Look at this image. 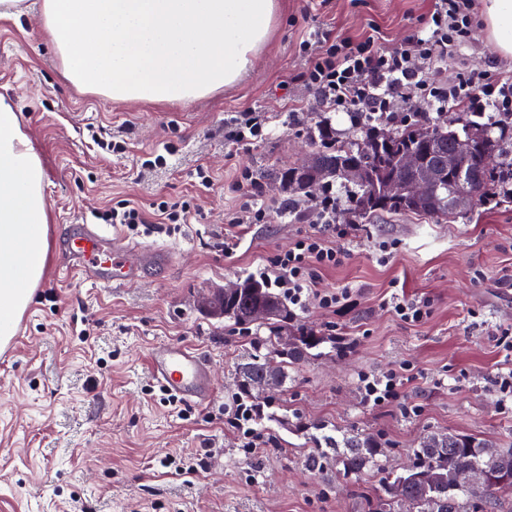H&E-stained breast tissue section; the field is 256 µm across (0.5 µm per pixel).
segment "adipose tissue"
<instances>
[{
  "label": "adipose tissue",
  "instance_id": "adipose-tissue-1",
  "mask_svg": "<svg viewBox=\"0 0 512 512\" xmlns=\"http://www.w3.org/2000/svg\"><path fill=\"white\" fill-rule=\"evenodd\" d=\"M275 0H42L45 30L75 86L121 102L189 103L231 84L269 35ZM512 56V0H484ZM40 157L0 97V347L16 335L48 258Z\"/></svg>",
  "mask_w": 512,
  "mask_h": 512
}]
</instances>
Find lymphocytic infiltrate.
<instances>
[{"label":"lymphocytic infiltrate","instance_id":"1","mask_svg":"<svg viewBox=\"0 0 512 512\" xmlns=\"http://www.w3.org/2000/svg\"><path fill=\"white\" fill-rule=\"evenodd\" d=\"M426 25V34L414 35L392 51L383 49L371 36L337 40L327 33H315L304 44V64L294 79L314 91L325 111L354 113L368 127L384 120L410 123L418 115L413 108L417 102L438 113L453 107L462 112L490 110L502 118L512 115V75L489 73L463 57L462 50L476 26L474 0H434ZM437 61L450 69L448 80L438 85L426 76ZM267 123L265 113L251 108L232 113L224 119V139L236 146H250L263 137ZM236 187L246 201L225 213L224 222L232 227L262 223L274 210L293 213L301 208L297 199L284 202L268 197L247 170L237 171ZM188 214L186 205L166 200L152 202L146 210L121 200L102 212L101 218L135 231L145 224H181ZM340 261V252L312 233L296 241L288 252L268 260L256 276L278 288L289 305L301 309L313 299L332 311L348 300L349 294L320 290L318 273Z\"/></svg>","mask_w":512,"mask_h":512}]
</instances>
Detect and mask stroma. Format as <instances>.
I'll return each mask as SVG.
<instances>
[{
	"instance_id": "1",
	"label": "stroma",
	"mask_w": 512,
	"mask_h": 512,
	"mask_svg": "<svg viewBox=\"0 0 512 512\" xmlns=\"http://www.w3.org/2000/svg\"><path fill=\"white\" fill-rule=\"evenodd\" d=\"M430 6L277 0L251 67L190 103L115 102L80 90L63 76L41 0H25L19 17H0V96L43 162L49 240L67 225L95 222L121 199L190 207L174 230L125 233L129 244L171 250L168 266L137 285L95 288L64 274L49 252L13 352L0 356V512H364L377 475L357 480L339 465L306 468L321 430L369 433L382 464L397 471L434 431L512 444V411L501 408L495 385L503 359L496 339L512 330V203L494 200L452 223L384 213L368 224L340 204L336 221L349 234L333 242L342 261L321 272L318 286L350 299L333 312L312 300L294 310L290 328L325 341L290 369L285 388L254 397L262 409L255 426L270 439L261 454L248 453L224 414L239 393L238 362L269 330L259 323L241 330L201 306L314 229L274 212L237 227V245L225 252L224 211L244 200L233 188L235 168L252 170L276 196L281 170L312 150L310 128L328 120L346 141L360 134L346 113L320 111L313 92L292 83L304 41L316 31L373 33L382 47H397L424 29ZM248 107L270 116L268 136L237 151L224 140V116ZM115 141L124 142V155L110 150ZM156 153L166 154V166L145 168ZM200 167L210 185L199 182ZM384 241L395 245L385 260ZM396 296L429 300V316L404 321L391 306ZM161 342L206 359L210 401L181 414L167 403L147 359ZM391 370L411 377L399 400L366 404L360 375ZM207 451L204 477L179 475L178 465Z\"/></svg>"
}]
</instances>
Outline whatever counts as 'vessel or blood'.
<instances>
[{
	"label": "vessel or blood",
	"mask_w": 512,
	"mask_h": 512,
	"mask_svg": "<svg viewBox=\"0 0 512 512\" xmlns=\"http://www.w3.org/2000/svg\"><path fill=\"white\" fill-rule=\"evenodd\" d=\"M63 263L102 288L131 286L165 268L169 251L161 246L128 245L108 224L72 225L56 242ZM150 372L180 400L202 404L214 394L210 366L194 349L178 343H159L150 352Z\"/></svg>",
	"instance_id": "obj_1"
}]
</instances>
